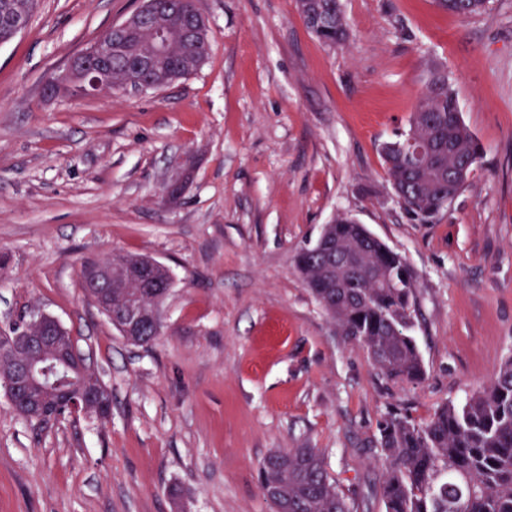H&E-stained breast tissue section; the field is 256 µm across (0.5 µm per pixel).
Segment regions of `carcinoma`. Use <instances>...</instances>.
<instances>
[{
    "label": "carcinoma",
    "mask_w": 512,
    "mask_h": 512,
    "mask_svg": "<svg viewBox=\"0 0 512 512\" xmlns=\"http://www.w3.org/2000/svg\"><path fill=\"white\" fill-rule=\"evenodd\" d=\"M151 22L129 33L112 60V85L137 76L134 63L148 57L156 27L181 35L185 0H161ZM487 0H436L438 8L461 16L479 14ZM36 0H0V38L6 23L29 20ZM307 29L327 45L344 43L349 31L340 0H297ZM209 26L197 25L195 42L177 39L170 62L151 75L157 87L198 70L207 60ZM483 148L465 124L448 73L432 68L426 89L407 129L379 145L397 203L423 224L434 222L466 185ZM321 236L357 258L355 276L336 272L330 255L317 246L301 248L295 265L316 301L345 340L362 347L375 368L392 381L419 382L425 368L413 325L414 279L406 258L391 250L349 216L325 225ZM125 284L112 292V326L122 323L128 302L138 304L143 321L126 340L148 345L159 335L154 298L129 276V266L113 271ZM94 387L110 400L108 389L89 364L70 375L59 368L44 386L54 393L75 384ZM384 512H512V355L489 384L463 404H445L417 423L390 412L379 424ZM260 487L273 512H351L316 448L275 449L260 465Z\"/></svg>",
    "instance_id": "1"
}]
</instances>
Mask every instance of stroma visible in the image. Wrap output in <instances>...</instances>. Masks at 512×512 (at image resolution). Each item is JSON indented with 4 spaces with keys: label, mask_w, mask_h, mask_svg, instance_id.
Masks as SVG:
<instances>
[{
    "label": "stroma",
    "mask_w": 512,
    "mask_h": 512,
    "mask_svg": "<svg viewBox=\"0 0 512 512\" xmlns=\"http://www.w3.org/2000/svg\"><path fill=\"white\" fill-rule=\"evenodd\" d=\"M330 47L296 0H199L206 63L161 89L49 97L48 79L139 0H39L0 45V329L54 317L112 399L37 431L0 390V512H271L259 467L316 448L352 512H383L378 426L463 403L512 355V0H341ZM483 147L432 224L396 202L379 143L430 68ZM182 176L184 190L166 187ZM345 214L413 274L426 374L394 383L340 336L294 255ZM146 254L174 286L150 346L82 288L86 261ZM486 4L487 0H436L438 8L461 16L479 14Z\"/></svg>",
    "instance_id": "stroma-1"
}]
</instances>
